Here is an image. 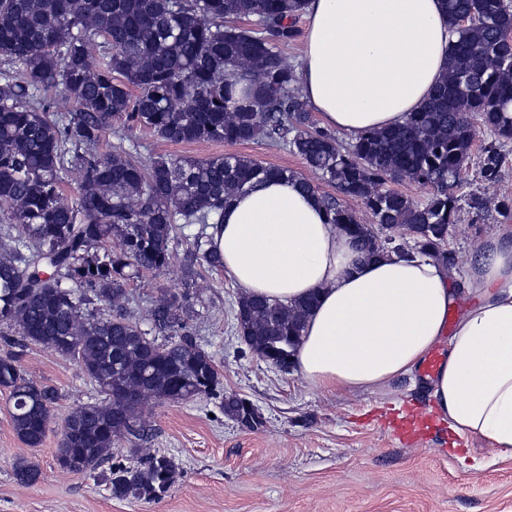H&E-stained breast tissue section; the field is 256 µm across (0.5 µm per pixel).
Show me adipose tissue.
Listing matches in <instances>:
<instances>
[{"label": "adipose tissue", "instance_id": "ef3b65f1", "mask_svg": "<svg viewBox=\"0 0 512 512\" xmlns=\"http://www.w3.org/2000/svg\"><path fill=\"white\" fill-rule=\"evenodd\" d=\"M304 12V97L322 126L352 137L417 111L456 40L441 0H308ZM214 244L247 294L286 304L317 294L295 353L314 388L375 391L446 345L431 385L437 409L458 434L512 457V224L480 243L460 290L431 258L360 262L350 237L291 178L237 194ZM463 293L472 303L449 320Z\"/></svg>", "mask_w": 512, "mask_h": 512}]
</instances>
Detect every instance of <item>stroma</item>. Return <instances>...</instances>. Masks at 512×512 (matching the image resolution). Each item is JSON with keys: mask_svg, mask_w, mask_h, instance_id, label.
Wrapping results in <instances>:
<instances>
[{"mask_svg": "<svg viewBox=\"0 0 512 512\" xmlns=\"http://www.w3.org/2000/svg\"><path fill=\"white\" fill-rule=\"evenodd\" d=\"M128 136L145 164L160 155L240 153L310 174L281 145L171 144L139 127ZM503 151L505 171L495 183L483 181L476 160H469L463 193L493 203L512 198V143ZM502 221L493 209L481 216L459 210L448 236L458 260L453 282L462 281L466 261ZM189 245L178 237L168 268L131 282L134 319L145 320L158 288L182 289L178 258ZM239 293L223 270L203 269L191 295L189 325L197 344L213 356L223 392L240 394L261 415L259 430L243 429L226 417L216 396L150 404L144 445L172 457L179 475L159 501L114 499L108 468L77 475L61 469L55 457L66 417L96 400L94 388L75 361L30 345L20 351L21 366L28 378L53 388L57 401L43 445L30 448L14 434L8 392L0 388V512H512V458L494 457L485 439L458 436L441 420L422 441L393 434L389 419L402 406L433 412L421 374L373 392L315 389L298 371L280 370L240 343L231 313ZM20 459L38 465L41 477L35 484L16 481L13 468Z\"/></svg>", "mask_w": 512, "mask_h": 512, "instance_id": "obj_1", "label": "stroma"}]
</instances>
